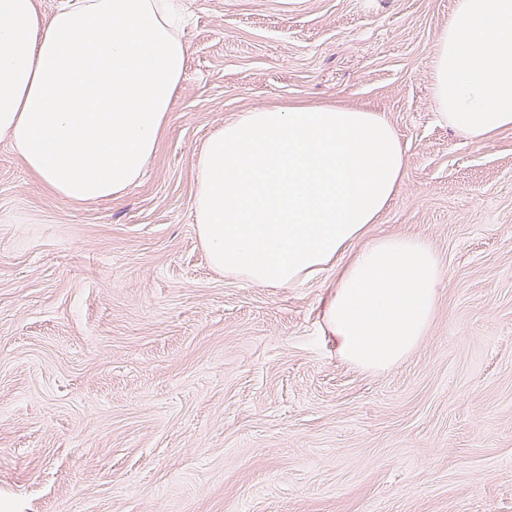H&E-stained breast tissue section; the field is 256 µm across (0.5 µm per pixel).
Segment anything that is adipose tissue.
Wrapping results in <instances>:
<instances>
[{"instance_id": "obj_1", "label": "adipose tissue", "mask_w": 512, "mask_h": 512, "mask_svg": "<svg viewBox=\"0 0 512 512\" xmlns=\"http://www.w3.org/2000/svg\"><path fill=\"white\" fill-rule=\"evenodd\" d=\"M163 0H0V135L68 202L116 199L152 162L188 52ZM433 100L475 142L512 129V0H455L436 35ZM195 222L211 265L260 286L318 276L352 251L325 302L344 359L382 373L423 336L444 276L417 238L365 240L404 176L379 113L259 106L196 159Z\"/></svg>"}]
</instances>
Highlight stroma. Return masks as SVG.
Segmentation results:
<instances>
[{
    "mask_svg": "<svg viewBox=\"0 0 512 512\" xmlns=\"http://www.w3.org/2000/svg\"><path fill=\"white\" fill-rule=\"evenodd\" d=\"M166 133L116 200L66 202L0 138V512H512V130L432 99L455 0H182ZM345 105L405 174L366 237L445 272L397 366L342 358L331 273L257 287L198 237L196 158L259 105Z\"/></svg>",
    "mask_w": 512,
    "mask_h": 512,
    "instance_id": "obj_1",
    "label": "stroma"
}]
</instances>
